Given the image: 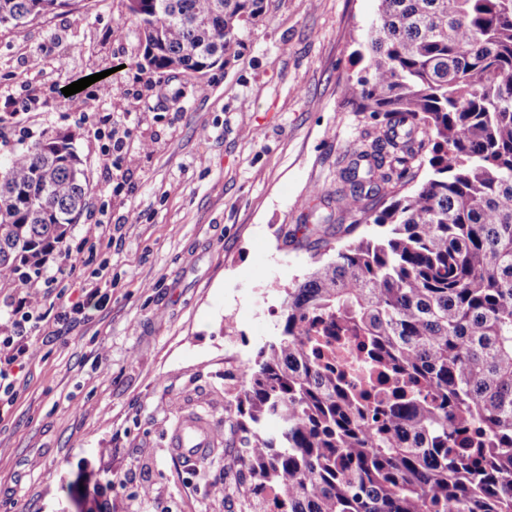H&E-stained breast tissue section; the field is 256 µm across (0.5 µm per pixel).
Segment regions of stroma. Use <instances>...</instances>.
<instances>
[{
    "label": "stroma",
    "mask_w": 512,
    "mask_h": 512,
    "mask_svg": "<svg viewBox=\"0 0 512 512\" xmlns=\"http://www.w3.org/2000/svg\"><path fill=\"white\" fill-rule=\"evenodd\" d=\"M377 11L378 0H271L230 63L199 77L140 70L123 0L0 28V113L16 114L0 124V163L69 130L90 184L67 240L74 266L53 255L0 288V331L14 297L54 273L72 289L103 271L111 296L91 320L32 328L40 352L0 397V512H239L238 496L209 492L241 448L224 390L279 334L288 288L373 229L347 212L343 172L352 145L385 126L345 91L366 74L355 51ZM72 39L84 56L62 58ZM99 72L125 133L111 151L97 115L62 94ZM183 413L216 427L204 469L169 448Z\"/></svg>",
    "instance_id": "stroma-1"
}]
</instances>
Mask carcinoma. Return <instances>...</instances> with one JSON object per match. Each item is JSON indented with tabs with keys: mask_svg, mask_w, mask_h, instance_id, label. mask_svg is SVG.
<instances>
[{
	"mask_svg": "<svg viewBox=\"0 0 512 512\" xmlns=\"http://www.w3.org/2000/svg\"><path fill=\"white\" fill-rule=\"evenodd\" d=\"M142 67L193 74L236 52L269 0H129ZM74 0H0L19 27ZM368 76L347 87L383 135L354 144L346 208L379 228L288 289L283 328L231 405L241 512L265 488L287 512H512V0H379ZM422 182L367 213L375 179ZM89 181L57 131L0 167V273L34 272L65 244ZM329 336H364L393 383L342 381ZM279 430L267 435L266 421Z\"/></svg>",
	"mask_w": 512,
	"mask_h": 512,
	"instance_id": "obj_1",
	"label": "carcinoma"
}]
</instances>
